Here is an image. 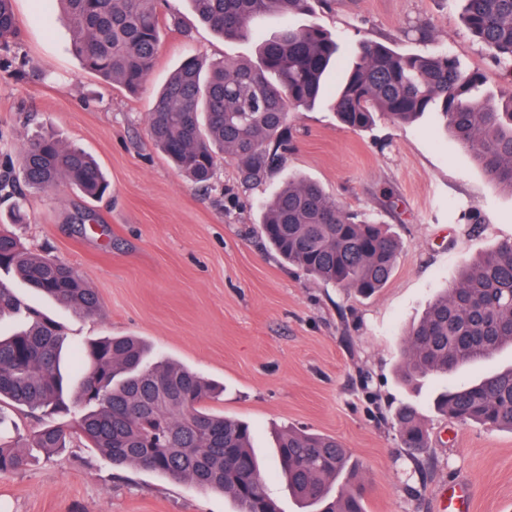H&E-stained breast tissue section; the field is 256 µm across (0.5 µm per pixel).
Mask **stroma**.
Instances as JSON below:
<instances>
[{
  "mask_svg": "<svg viewBox=\"0 0 512 512\" xmlns=\"http://www.w3.org/2000/svg\"><path fill=\"white\" fill-rule=\"evenodd\" d=\"M13 7L21 40L16 54L0 53V178L19 179L29 139L48 131L88 151L110 183L100 199L64 182L30 195L23 202L28 221L16 225L14 200L0 193V225L34 253L73 267L100 309L76 314L0 268V281L21 303L64 323L71 345L138 336L160 356L223 384L210 406L251 426L280 512H303L272 469L275 433L288 428L344 446L366 512H443L442 494L453 482L469 487L472 512H512V431L451 421L433 406L445 387L512 365V347L431 377L416 391L398 373L404 331L467 261L512 239V194L485 176L437 113L402 126L381 118L354 131L323 101L291 114L292 147L261 185H242L225 159L210 184H194L153 144L151 99L184 56L250 58L255 37L222 39L187 0H168L162 18L180 17L187 30H163L154 68L134 96L83 69L50 0H14ZM462 9V0H332L297 22L336 35L337 68L364 41H387L400 53L438 49L480 74L484 91L501 100L512 94V72L472 38ZM418 20L432 25L435 42L407 34ZM292 174L317 181L401 239L384 288L366 296L324 284L264 242L261 206ZM80 212L92 213L93 222L77 224ZM405 401L418 408L431 437L423 476L393 421ZM0 512H236V505L189 481L111 466L77 442L59 456L35 453L25 470L0 473Z\"/></svg>",
  "mask_w": 512,
  "mask_h": 512,
  "instance_id": "1",
  "label": "stroma"
}]
</instances>
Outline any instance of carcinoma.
I'll return each mask as SVG.
<instances>
[{"instance_id": "obj_1", "label": "carcinoma", "mask_w": 512, "mask_h": 512, "mask_svg": "<svg viewBox=\"0 0 512 512\" xmlns=\"http://www.w3.org/2000/svg\"><path fill=\"white\" fill-rule=\"evenodd\" d=\"M73 34L83 66L128 92L146 83L161 40L157 0H56ZM193 13L216 34L235 39L269 15L284 23L258 45L250 61L186 57L154 97L148 131L175 167L197 184L211 180L218 159L238 168L243 184L261 183L283 165L288 114L312 108L325 92L324 78L339 45L325 29L296 26L328 0H190ZM463 22L494 60L512 67V0H465ZM13 0H0V52L19 45ZM482 78L463 72L446 51L402 54L386 44L360 45L356 61L336 91L332 108L353 130L380 114L408 124L438 113L445 128L485 174L512 193V95L499 105L481 92ZM64 180L88 198L107 184L81 148L52 135L32 139L24 152L23 188L40 193ZM261 234L289 264L326 284L371 295L390 279L401 241L381 224L344 209L316 182L292 178L263 206ZM0 267L14 269L38 293L79 313L99 310L95 291L70 266L24 248L0 228ZM17 316L20 328L0 337V403L8 400L50 419L24 446L0 445V473L29 463L27 449L56 454L75 439L88 442L113 466H132L229 494L238 512H279L266 490L244 423L212 413L206 402L219 387L170 360H148L135 336H113L78 350L85 364L74 415L61 371L66 334L56 320L22 306L0 283V317ZM512 345V240L468 264L460 280L429 305L403 340L401 377L412 386L431 375L476 363ZM439 411L460 422L512 430V368L479 383L450 389ZM399 441L421 452L430 435L418 411L396 413ZM277 469L301 500L320 512H366L359 489L342 485L355 470L336 438L288 430L279 437Z\"/></svg>"}]
</instances>
